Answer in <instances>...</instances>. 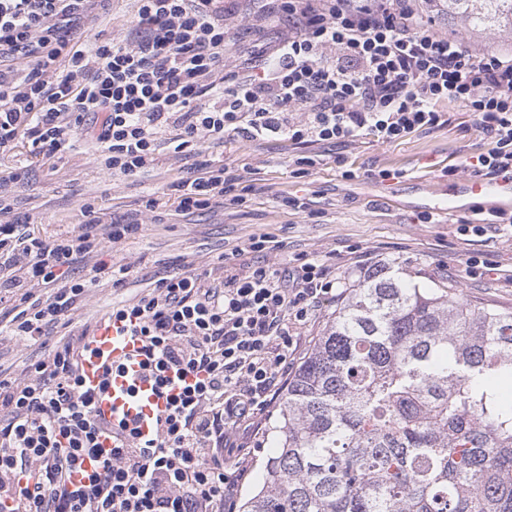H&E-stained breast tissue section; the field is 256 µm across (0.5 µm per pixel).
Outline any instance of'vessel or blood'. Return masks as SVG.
<instances>
[{"mask_svg":"<svg viewBox=\"0 0 512 512\" xmlns=\"http://www.w3.org/2000/svg\"><path fill=\"white\" fill-rule=\"evenodd\" d=\"M488 204L495 210L512 211V182L465 179L449 186L446 198L435 201V210L448 216L460 212L461 201ZM139 337L122 323L101 321L95 329L92 353L80 360L82 385L96 396L100 419L118 423L136 420L141 437L153 435L155 421L166 407L141 366Z\"/></svg>","mask_w":512,"mask_h":512,"instance_id":"1","label":"vessel or blood"}]
</instances>
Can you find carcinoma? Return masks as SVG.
Wrapping results in <instances>:
<instances>
[{"mask_svg": "<svg viewBox=\"0 0 512 512\" xmlns=\"http://www.w3.org/2000/svg\"><path fill=\"white\" fill-rule=\"evenodd\" d=\"M512 34V0H428ZM276 406L239 512H512V312L364 273Z\"/></svg>", "mask_w": 512, "mask_h": 512, "instance_id": "obj_1", "label": "carcinoma"}]
</instances>
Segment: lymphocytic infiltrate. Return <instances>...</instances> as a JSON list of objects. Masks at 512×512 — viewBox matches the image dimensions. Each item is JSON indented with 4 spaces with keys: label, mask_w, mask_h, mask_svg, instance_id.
Masks as SVG:
<instances>
[{
    "label": "lymphocytic infiltrate",
    "mask_w": 512,
    "mask_h": 512,
    "mask_svg": "<svg viewBox=\"0 0 512 512\" xmlns=\"http://www.w3.org/2000/svg\"><path fill=\"white\" fill-rule=\"evenodd\" d=\"M110 2L0 0V155L23 139L49 160L82 130L105 170L133 176L170 129L178 153L227 136L392 143L439 125L440 104L455 102L491 138L477 172L512 179V50L469 51L439 34L415 0H268L265 13L288 29L234 70L224 67V0H136L129 37L89 38ZM23 175L0 177V263L9 270L0 303L11 314L0 334L42 348L90 285L128 275L106 261L107 247L142 226L87 202L72 231L30 234V217L3 201ZM174 188L183 212L240 205L251 191L207 160ZM87 258L88 276H75ZM335 294L327 266L305 258L222 278L186 265L113 306L112 318L145 336L159 386L171 369L194 381L172 397L154 438L126 427L81 485L70 473L96 453L102 428L78 374L91 334L59 341L25 379L0 377V512H236L252 467L237 430L276 403L297 329Z\"/></svg>",
    "instance_id": "lymphocytic-infiltrate-1"
}]
</instances>
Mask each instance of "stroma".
I'll list each match as a JSON object with an SVG mask.
<instances>
[{
  "label": "stroma",
  "instance_id": "35a3bbf8",
  "mask_svg": "<svg viewBox=\"0 0 512 512\" xmlns=\"http://www.w3.org/2000/svg\"><path fill=\"white\" fill-rule=\"evenodd\" d=\"M258 10L257 0H224V25L231 37L225 66L277 42L284 21L273 17L256 23ZM169 139V133L159 135L154 162L135 176L103 170L95 143L81 135L50 160L32 157L22 140L0 156V176L27 170L26 179L10 184L8 199L15 211L34 216L30 229L37 234L72 230L89 200L113 216L142 224L136 238L110 252L112 262L130 266L129 276L116 287L104 281L90 288L71 316L75 331L93 328L112 304L185 264L219 266L225 253L260 233L281 242L276 262L316 258L343 284L390 263L410 273L420 287L445 281L458 298L512 311V231L474 207L452 218L437 212L430 223L421 220L426 204L453 178H473L466 163L489 142L462 105L448 106L443 125L391 144L363 136L302 149L280 139L228 137L177 153ZM305 155L314 166L299 164ZM204 159L225 166L250 186L245 203L178 211L171 184L190 177ZM451 164L459 167L453 177L446 173ZM383 169L393 171V178L380 179ZM286 196L302 199L306 210L284 208ZM149 198L156 199L155 210L145 209ZM465 222L472 231H461Z\"/></svg>",
  "mask_w": 512,
  "mask_h": 512
}]
</instances>
